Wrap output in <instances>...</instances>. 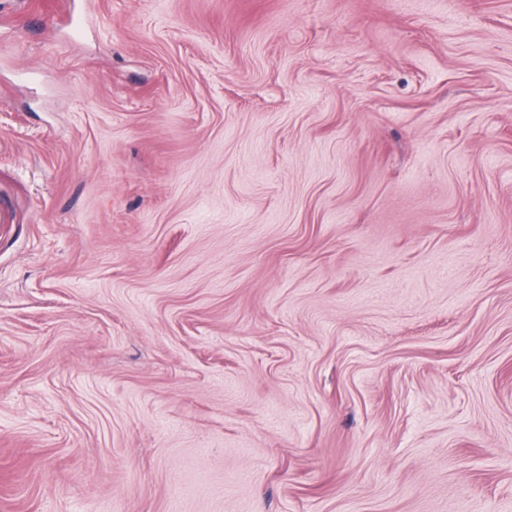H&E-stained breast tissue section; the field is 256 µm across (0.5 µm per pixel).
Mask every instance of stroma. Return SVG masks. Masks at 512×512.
Here are the masks:
<instances>
[{"label": "stroma", "mask_w": 512, "mask_h": 512, "mask_svg": "<svg viewBox=\"0 0 512 512\" xmlns=\"http://www.w3.org/2000/svg\"><path fill=\"white\" fill-rule=\"evenodd\" d=\"M0 512H512V0H0Z\"/></svg>", "instance_id": "35a3bbf8"}]
</instances>
